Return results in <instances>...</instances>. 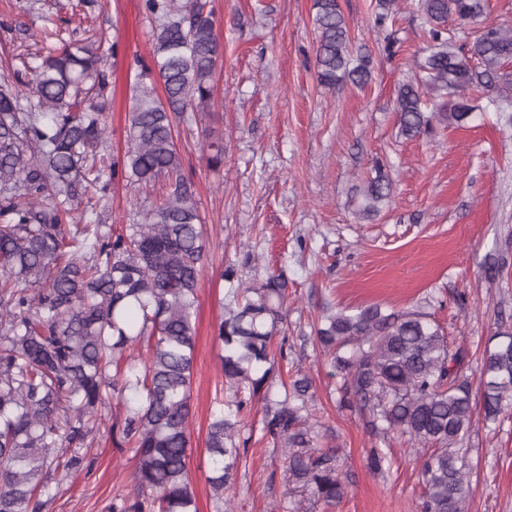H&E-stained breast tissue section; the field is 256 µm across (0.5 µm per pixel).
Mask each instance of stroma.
Listing matches in <instances>:
<instances>
[{"label":"stroma","mask_w":512,"mask_h":512,"mask_svg":"<svg viewBox=\"0 0 512 512\" xmlns=\"http://www.w3.org/2000/svg\"><path fill=\"white\" fill-rule=\"evenodd\" d=\"M353 46L371 54L373 80L365 89L329 90L314 75L313 0H212L224 60L215 73L214 104L179 124L177 146L193 182L206 250L196 321V361L189 424V470L199 512H213L206 481L210 404L220 376L214 326L224 313L233 267L243 279L270 269L285 283L287 360L276 373L296 371L313 383L318 418L338 450L349 494L335 512H416L422 493L412 450L394 445V460L371 472L372 438L361 417L330 397L329 365L316 343L323 306L353 311L379 304L425 311L445 326L451 346L483 350L496 308L512 315V126L498 122L488 98L466 125L439 127L431 136L397 134L394 91L411 74L420 46L417 0H399L388 54L370 30L376 0H339ZM69 18L70 0H0V70L20 67L36 50L45 14ZM91 15L115 46L108 151L122 160L131 83L151 49L142 0H93ZM224 147V163L207 164V142ZM382 163L393 181L388 204L362 217L361 189ZM160 187L114 182L101 203L110 224H134ZM507 266L495 282L484 273L489 255ZM238 474L233 512H323L288 481L279 450L262 437V414ZM477 467L468 512H512V415L485 422L475 411L469 439ZM96 463L59 492L51 512H111L112 497L128 488L133 466L115 453L107 431L90 451Z\"/></svg>","instance_id":"35a3bbf8"}]
</instances>
